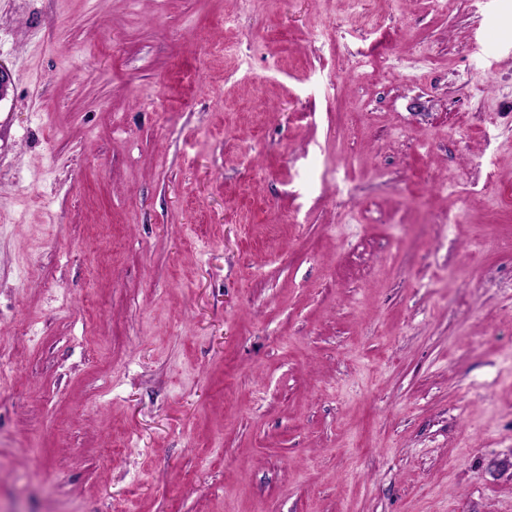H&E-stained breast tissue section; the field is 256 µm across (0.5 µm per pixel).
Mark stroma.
<instances>
[{"instance_id": "35a3bbf8", "label": "stroma", "mask_w": 512, "mask_h": 512, "mask_svg": "<svg viewBox=\"0 0 512 512\" xmlns=\"http://www.w3.org/2000/svg\"><path fill=\"white\" fill-rule=\"evenodd\" d=\"M0 68V512H512V0H0Z\"/></svg>"}]
</instances>
